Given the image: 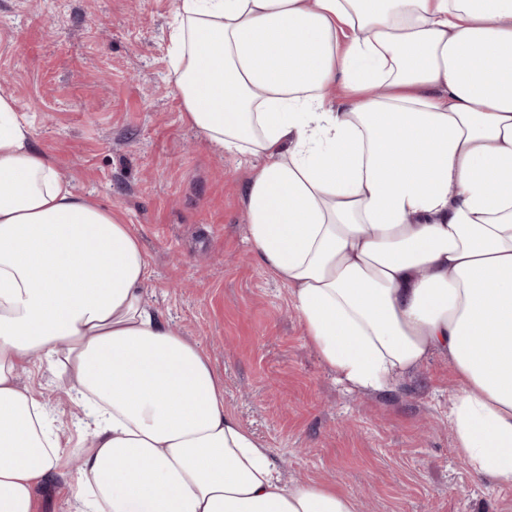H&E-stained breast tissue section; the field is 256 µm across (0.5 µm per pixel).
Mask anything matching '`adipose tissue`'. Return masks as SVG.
Instances as JSON below:
<instances>
[{"mask_svg":"<svg viewBox=\"0 0 512 512\" xmlns=\"http://www.w3.org/2000/svg\"><path fill=\"white\" fill-rule=\"evenodd\" d=\"M183 118L259 158L249 241L342 382L436 355L473 472L512 485V0H176ZM148 262L0 94V512H37L64 450L17 371L32 352L92 432L75 512H357L284 484L205 350L146 305Z\"/></svg>","mask_w":512,"mask_h":512,"instance_id":"ef3b65f1","label":"adipose tissue"}]
</instances>
